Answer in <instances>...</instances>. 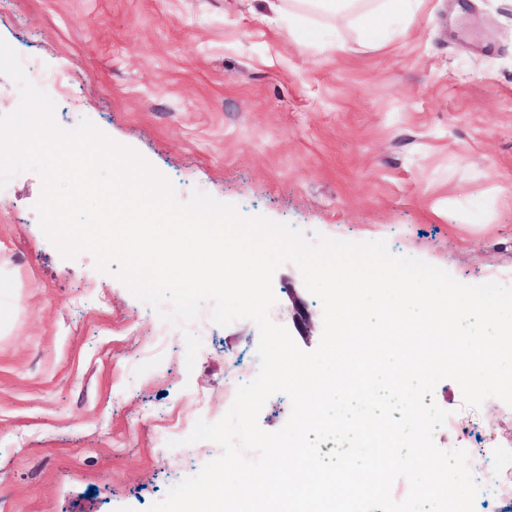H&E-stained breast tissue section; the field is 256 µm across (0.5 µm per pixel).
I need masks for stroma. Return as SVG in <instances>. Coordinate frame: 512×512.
<instances>
[{
  "mask_svg": "<svg viewBox=\"0 0 512 512\" xmlns=\"http://www.w3.org/2000/svg\"><path fill=\"white\" fill-rule=\"evenodd\" d=\"M272 0H0V39L55 102L136 150L180 200L200 190L307 239L386 241L457 281L512 286V0H425L373 33L353 17L273 15ZM42 178L0 189V512H148L220 449L186 444L258 372L259 332L200 317L186 366L170 302H141L88 252L63 258L35 208ZM270 310L314 350L323 307L298 267ZM434 398L480 486L474 512H512L489 488L512 407ZM183 444L169 447L168 433Z\"/></svg>",
  "mask_w": 512,
  "mask_h": 512,
  "instance_id": "stroma-1",
  "label": "stroma"
}]
</instances>
